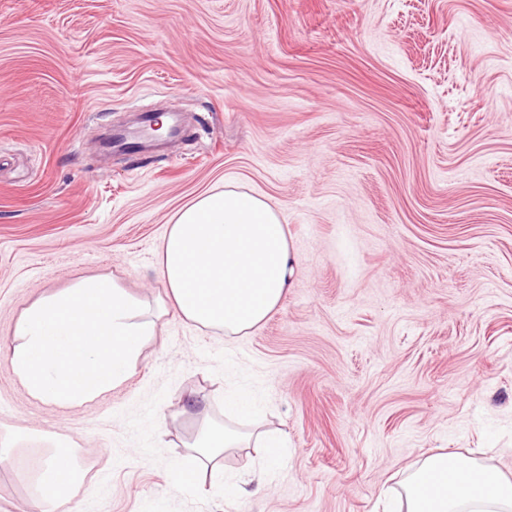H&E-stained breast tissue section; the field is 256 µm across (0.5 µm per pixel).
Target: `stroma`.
I'll return each instance as SVG.
<instances>
[{
  "mask_svg": "<svg viewBox=\"0 0 512 512\" xmlns=\"http://www.w3.org/2000/svg\"><path fill=\"white\" fill-rule=\"evenodd\" d=\"M143 110L183 133L104 154ZM227 185L299 259L234 338L162 313L151 276L175 212ZM91 275L155 334L94 400H36L16 321ZM234 389L287 435L281 464L260 490L259 451L233 450L247 495L177 490ZM66 437L83 476L56 512H387L446 452L512 476V0H0V512H36Z\"/></svg>",
  "mask_w": 512,
  "mask_h": 512,
  "instance_id": "stroma-1",
  "label": "stroma"
}]
</instances>
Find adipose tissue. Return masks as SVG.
<instances>
[{
    "label": "adipose tissue",
    "mask_w": 512,
    "mask_h": 512,
    "mask_svg": "<svg viewBox=\"0 0 512 512\" xmlns=\"http://www.w3.org/2000/svg\"><path fill=\"white\" fill-rule=\"evenodd\" d=\"M297 254L285 224L262 198L225 187L181 207L161 246L156 274L175 315L225 336H245L280 306L294 284ZM262 442L265 469L274 471L283 434L204 424L193 455L176 463L178 486L206 488L200 469L231 448ZM75 443L57 442L36 480L42 512H53L78 474ZM405 512H512V478L473 459L444 453L424 459L406 481Z\"/></svg>",
    "instance_id": "1"
}]
</instances>
